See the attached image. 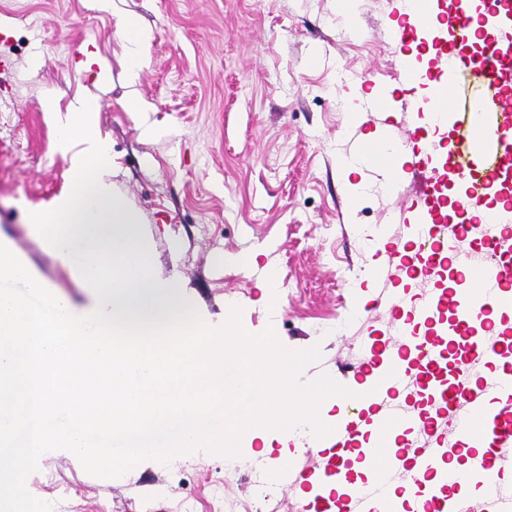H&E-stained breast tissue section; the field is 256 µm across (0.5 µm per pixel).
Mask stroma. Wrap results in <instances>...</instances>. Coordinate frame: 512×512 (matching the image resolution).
<instances>
[{"label": "stroma", "instance_id": "obj_1", "mask_svg": "<svg viewBox=\"0 0 512 512\" xmlns=\"http://www.w3.org/2000/svg\"><path fill=\"white\" fill-rule=\"evenodd\" d=\"M393 0H0V233L12 238L45 279L76 301L81 289L33 240L27 211L67 187L68 160L43 103L69 112L99 97L98 131L112 146V180L142 212V230L161 280L184 283L209 327L240 308L252 334L273 328L291 350L319 346L309 378L340 379V364L394 340L369 277L383 245L364 244L378 225L385 242L401 231V210L416 198L427 169L382 189L371 169L368 191L353 197L341 156L386 135L403 140L418 117L394 109L366 112L379 89L417 98L403 84L386 33ZM148 32V63L128 84L122 59L124 16ZM98 52L110 75L80 69ZM141 108L132 111L130 95ZM275 271V285L266 282ZM235 465L223 456L153 460L103 479L77 458L47 455L26 480L53 512H255L252 472L287 467L280 512H303L314 490L304 474L317 448L287 457L256 456L242 437Z\"/></svg>", "mask_w": 512, "mask_h": 512}]
</instances>
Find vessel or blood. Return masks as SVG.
Returning <instances> with one entry per match:
<instances>
[{
  "instance_id": "vessel-or-blood-1",
  "label": "vessel or blood",
  "mask_w": 512,
  "mask_h": 512,
  "mask_svg": "<svg viewBox=\"0 0 512 512\" xmlns=\"http://www.w3.org/2000/svg\"><path fill=\"white\" fill-rule=\"evenodd\" d=\"M404 7L406 13L394 35L395 55L403 56L416 42L418 25H429L425 48L433 52V63L442 77L432 92L401 102L400 109L425 113L438 125L451 121L458 128V142L442 172L431 174L418 205L405 218L411 226L408 246L426 254L424 278H433L439 264H457L458 285L428 289L422 307L408 312L395 292L381 295L380 303L390 314L404 317L399 338L372 349L370 357L351 365L347 375L362 386L368 376H375L381 388L390 392L413 384L429 408L403 413L380 401L378 390L363 386L358 398L344 401L342 421L334 424L323 441L329 447L344 448L345 438L364 425L381 434L382 442L357 456L366 479L345 486L340 464L324 459L318 460L308 476L333 487L324 512H392L396 474L416 469L425 478L418 489L427 501L438 504L442 512H460V500L448 497L447 491L449 485L460 484L461 478L441 471L440 465L456 446L478 437L487 450L476 459V495L491 512H512L511 496L490 493L499 472V451L512 446V378L498 381L497 402L492 405L476 391L471 371L472 363L495 364L503 354L499 344H487L485 337L495 319L512 318V230L501 228L498 214H488L486 223L500 227L494 235L493 258L480 269H472L459 247L466 228L460 225L448 230L441 215L446 200L437 194L444 175H451L458 188L454 205L465 213L483 204L503 172H512V105L503 100V79L512 73V8L503 7L502 0H406ZM475 22L491 28L477 65L465 51ZM471 65L482 75L485 91L461 106L457 77ZM460 400L468 408L464 418L453 414ZM438 417L446 418L447 427L436 435L432 429ZM397 429L404 439L400 447H388L385 437Z\"/></svg>"
}]
</instances>
